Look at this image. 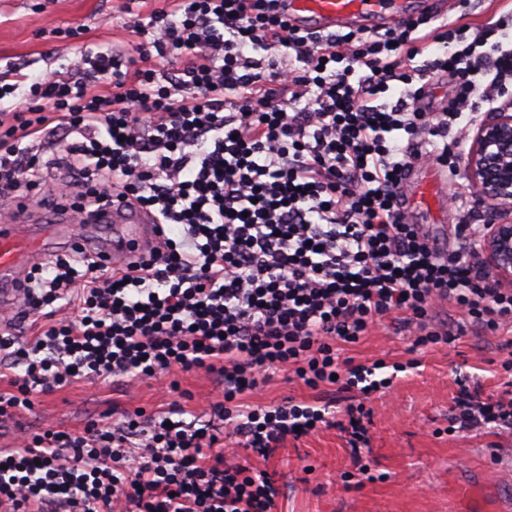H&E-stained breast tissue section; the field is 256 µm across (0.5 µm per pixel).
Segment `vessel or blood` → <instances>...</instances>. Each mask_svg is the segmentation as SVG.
<instances>
[{
	"label": "vessel or blood",
	"mask_w": 512,
	"mask_h": 512,
	"mask_svg": "<svg viewBox=\"0 0 512 512\" xmlns=\"http://www.w3.org/2000/svg\"><path fill=\"white\" fill-rule=\"evenodd\" d=\"M288 15L298 24L321 32L343 31L375 19L380 29L414 15L416 10L445 13L448 0H286ZM406 214H413L423 200H447L448 172L438 165L427 166L420 181L406 191ZM106 223L112 226V238L100 247L104 263L120 266L128 256L146 254L158 240L159 225L148 211L113 204ZM82 244L84 234H71L68 225L41 227L35 224L16 229L0 226V311L15 309L21 297L19 284L26 268L45 257L58 241Z\"/></svg>",
	"instance_id": "vessel-or-blood-1"
}]
</instances>
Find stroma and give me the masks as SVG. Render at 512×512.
<instances>
[{
  "label": "stroma",
  "mask_w": 512,
  "mask_h": 512,
  "mask_svg": "<svg viewBox=\"0 0 512 512\" xmlns=\"http://www.w3.org/2000/svg\"><path fill=\"white\" fill-rule=\"evenodd\" d=\"M509 11L512 0H457L448 18L481 27ZM120 22L108 0H0V72L19 65L39 74L57 69L82 47H110ZM58 26L81 33L59 40L50 34ZM502 342L474 332L455 344L414 353L408 336L390 324L378 326L349 348L355 362H417L372 403L374 466L385 480L344 487L340 475L350 466V450L338 430L291 439L267 465L284 491L275 512H448L465 481L474 487L472 508L496 512L512 499V430L448 436L442 429L459 380L477 383L487 395L501 391ZM176 379L179 388L170 393L155 385L85 382L40 397L33 410L0 425V448L10 447L22 432L48 425L78 432L92 420L113 421L117 409L150 413L174 401L209 420L210 405L220 394L215 378L200 372Z\"/></svg>",
  "instance_id": "obj_1"
}]
</instances>
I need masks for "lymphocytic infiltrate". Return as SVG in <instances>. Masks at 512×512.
Segmentation results:
<instances>
[{
    "instance_id": "f902f5d3",
    "label": "lymphocytic infiltrate",
    "mask_w": 512,
    "mask_h": 512,
    "mask_svg": "<svg viewBox=\"0 0 512 512\" xmlns=\"http://www.w3.org/2000/svg\"><path fill=\"white\" fill-rule=\"evenodd\" d=\"M140 2L120 7L136 56L88 48L0 82L1 200L59 198L79 212L117 197L163 226L155 255L123 268L78 246L27 272L23 310L0 314V423L83 381L202 371L224 392L200 425L174 402L147 428L137 410L115 426L20 436L0 449V512H273L264 462L322 428L347 433L341 479L362 486L374 478L366 403L392 379L384 360L354 363L347 347L386 320L417 350L472 330L512 347V288L464 254L485 225H456L450 248L400 218L411 165L458 177L459 119L505 96L512 50L497 35L512 19L473 33L427 15L324 34L294 24L284 0ZM444 75L455 96L427 111ZM444 302L458 319L435 322ZM32 315L18 343L11 330ZM501 368L498 394L460 384L448 433L512 429L511 356ZM279 372L314 399L251 401ZM243 450L254 461L238 463Z\"/></svg>"
}]
</instances>
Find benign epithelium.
<instances>
[{
    "mask_svg": "<svg viewBox=\"0 0 512 512\" xmlns=\"http://www.w3.org/2000/svg\"><path fill=\"white\" fill-rule=\"evenodd\" d=\"M466 139L464 175L488 215L476 257L491 270L494 285H512V101L487 113Z\"/></svg>",
    "mask_w": 512,
    "mask_h": 512,
    "instance_id": "7a95c632",
    "label": "benign epithelium"
}]
</instances>
